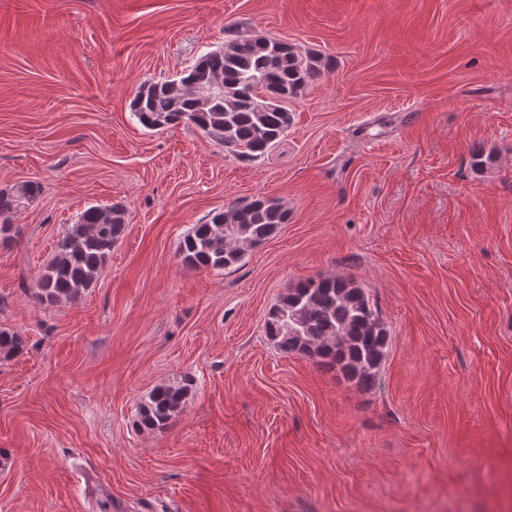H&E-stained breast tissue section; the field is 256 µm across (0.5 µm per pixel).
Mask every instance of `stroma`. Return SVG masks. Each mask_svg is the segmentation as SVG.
<instances>
[{
    "instance_id": "stroma-1",
    "label": "stroma",
    "mask_w": 512,
    "mask_h": 512,
    "mask_svg": "<svg viewBox=\"0 0 512 512\" xmlns=\"http://www.w3.org/2000/svg\"><path fill=\"white\" fill-rule=\"evenodd\" d=\"M232 26L334 62L252 161L131 114ZM27 182L0 245V328L27 341L0 361V512H512V0H0V190ZM257 197L287 224L235 267L182 262ZM112 204L104 274L39 304L57 240ZM328 275L388 329L374 388L266 334ZM187 387H155L139 408L137 425L141 430L163 432L182 411Z\"/></svg>"
}]
</instances>
